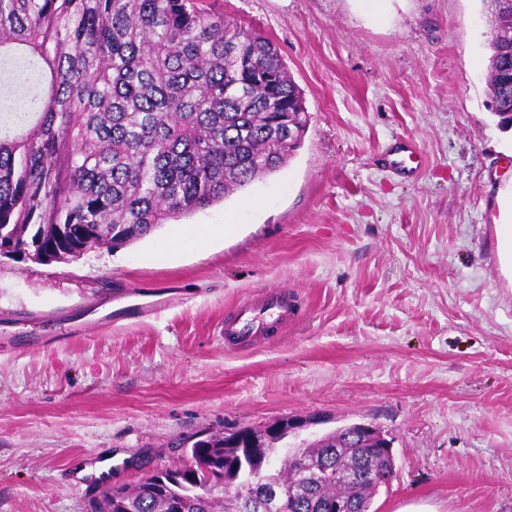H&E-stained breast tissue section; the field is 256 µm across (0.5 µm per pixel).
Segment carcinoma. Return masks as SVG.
Segmentation results:
<instances>
[{
	"label": "carcinoma",
	"mask_w": 512,
	"mask_h": 512,
	"mask_svg": "<svg viewBox=\"0 0 512 512\" xmlns=\"http://www.w3.org/2000/svg\"><path fill=\"white\" fill-rule=\"evenodd\" d=\"M486 87L512 113V11L483 3ZM307 127L303 93L268 38L210 0H0V249L15 260H77L189 217L282 168L284 119ZM257 468L271 442L224 447L212 434L187 471L159 484L101 488L90 512H242L210 493L224 457ZM390 461L331 432L286 458L276 481L290 512H370ZM247 512H282L255 491Z\"/></svg>",
	"instance_id": "cac0c4a2"
}]
</instances>
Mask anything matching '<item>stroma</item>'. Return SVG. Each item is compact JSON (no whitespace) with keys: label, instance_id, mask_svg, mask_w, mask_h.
I'll use <instances>...</instances> for the list:
<instances>
[{"label":"stroma","instance_id":"obj_1","mask_svg":"<svg viewBox=\"0 0 512 512\" xmlns=\"http://www.w3.org/2000/svg\"><path fill=\"white\" fill-rule=\"evenodd\" d=\"M214 5L277 46L302 144L117 250L0 260V512H88L84 465L131 485L210 434L305 415L391 438L375 512H512V128L488 107L481 0ZM402 141L423 153L408 179L387 161ZM221 224L236 230L192 234ZM281 288L287 331L225 349L238 304ZM140 294L161 308L136 320Z\"/></svg>","mask_w":512,"mask_h":512}]
</instances>
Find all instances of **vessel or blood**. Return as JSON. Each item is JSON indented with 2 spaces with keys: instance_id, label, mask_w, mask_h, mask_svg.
<instances>
[{
  "instance_id": "obj_1",
  "label": "vessel or blood",
  "mask_w": 512,
  "mask_h": 512,
  "mask_svg": "<svg viewBox=\"0 0 512 512\" xmlns=\"http://www.w3.org/2000/svg\"><path fill=\"white\" fill-rule=\"evenodd\" d=\"M422 159L417 147L405 145L396 149L392 164L402 172L413 173L421 166ZM293 319L287 292L270 290L239 304L234 317L224 324V341L247 343L260 334L287 329Z\"/></svg>"
}]
</instances>
